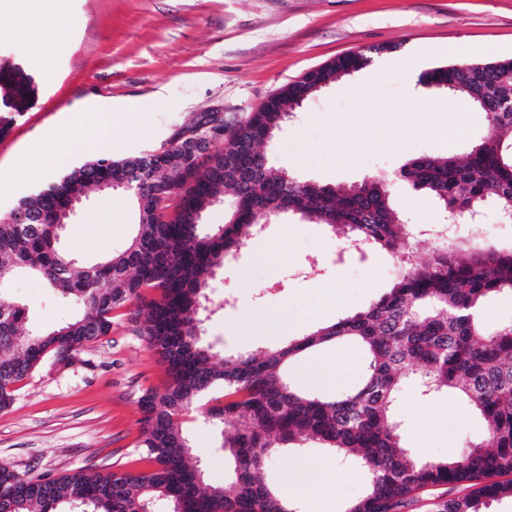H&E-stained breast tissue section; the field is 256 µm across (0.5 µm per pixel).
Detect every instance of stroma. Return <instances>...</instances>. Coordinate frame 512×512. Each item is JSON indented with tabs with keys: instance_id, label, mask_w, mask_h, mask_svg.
<instances>
[{
	"instance_id": "obj_1",
	"label": "stroma",
	"mask_w": 512,
	"mask_h": 512,
	"mask_svg": "<svg viewBox=\"0 0 512 512\" xmlns=\"http://www.w3.org/2000/svg\"><path fill=\"white\" fill-rule=\"evenodd\" d=\"M64 21L69 39L48 63L0 37V58L22 64L41 82L36 106L0 139V170L33 159L55 128L81 113L88 116L87 133L73 146V161L123 158L159 149L202 113L252 112L336 57L421 52L405 68L375 74L364 67L337 80L283 126L269 152L302 182L338 187L385 177L394 209L424 230L414 240L423 261L446 215L399 171L420 156L465 155L484 123L480 113L456 111L454 98L420 78L448 62L512 57V0H68ZM452 119L466 130L455 141L444 134ZM112 201L87 190L60 241L67 251L74 238L85 241L83 250L73 251L75 259L93 263L103 251L128 244L135 207L127 200L117 210ZM395 274L384 250L344 251L322 225L293 215L276 219L213 282L203 324L213 360L308 334L307 301L318 288L337 289L344 302L331 312L334 322L386 294ZM4 286L26 303L28 329L56 326L79 312L71 297L38 280L18 276ZM283 309L291 323L286 332L271 334L251 323ZM139 326L134 306L115 310L109 335L86 344L70 362L46 357L18 383L13 406L0 412V463L53 475L137 468L140 399L150 389L164 392L170 382ZM395 416L405 445L428 458L453 456L483 433L466 400L444 392L420 396L407 377ZM187 431L206 484H224L229 463L212 422L196 415ZM325 463L353 473L320 502L319 512H343L367 491L369 475L315 442L276 449L263 478L281 488L293 467Z\"/></svg>"
}]
</instances>
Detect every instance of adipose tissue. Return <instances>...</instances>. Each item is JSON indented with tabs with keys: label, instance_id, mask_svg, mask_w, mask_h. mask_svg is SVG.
<instances>
[{
	"label": "adipose tissue",
	"instance_id": "adipose-tissue-1",
	"mask_svg": "<svg viewBox=\"0 0 512 512\" xmlns=\"http://www.w3.org/2000/svg\"><path fill=\"white\" fill-rule=\"evenodd\" d=\"M66 0H0V17H6L7 34L26 50L41 52L50 43L60 44L67 38L61 20ZM341 478L308 465L292 471L286 482L288 496L304 499L309 512H318L324 493Z\"/></svg>",
	"mask_w": 512,
	"mask_h": 512
}]
</instances>
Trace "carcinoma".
Wrapping results in <instances>:
<instances>
[{
	"mask_svg": "<svg viewBox=\"0 0 512 512\" xmlns=\"http://www.w3.org/2000/svg\"><path fill=\"white\" fill-rule=\"evenodd\" d=\"M369 57L349 55L283 86L259 111L245 117L208 112L158 150L120 159L99 157L73 166L56 182L21 198L0 214V268L41 278L72 297L86 313L57 328L24 330L27 309L0 291V411L12 407L13 386L50 353H74L108 335L112 311L137 303L145 312L141 333L171 378L163 394L140 399L144 468L122 471L111 482L82 471L52 476L20 474L0 464V509L6 512H154L166 502L191 512H298L269 486L262 471L277 447L312 440L365 468L369 488L345 512H403L431 487L454 485L463 494L434 498L428 512H487L512 500V322L483 325L484 303L512 296V251L481 245L465 254L448 247L427 261H404L389 293L367 308L319 327L278 348L235 352L215 365L211 344L198 333L208 290L245 243L258 234V217L292 214L323 224L356 245L394 257L410 255L412 225L390 206L380 176L348 187L303 183L272 164L263 147L282 123L340 75ZM429 88L466 102L483 115L487 133L465 157H417L400 170L412 188L448 214L480 211L486 204L512 211V60L493 59L480 69L459 62L429 70ZM39 83L22 66L0 60V137L35 102ZM199 140L212 164L190 177V140ZM239 146L250 148L244 170L224 165ZM127 182L137 224L126 248L82 265L59 246L56 225L68 221L58 205L82 196L104 177ZM227 198L228 222L204 227L202 214ZM351 342L366 356L361 384L324 396L292 384L285 368L323 345ZM412 374L420 395L465 398L485 427L484 439L446 459L422 460L401 440L394 414L399 375ZM202 410L224 425L221 448L233 463L229 483H204L184 428Z\"/></svg>",
	"mask_w": 512,
	"mask_h": 512,
	"instance_id": "obj_1",
	"label": "carcinoma"
}]
</instances>
